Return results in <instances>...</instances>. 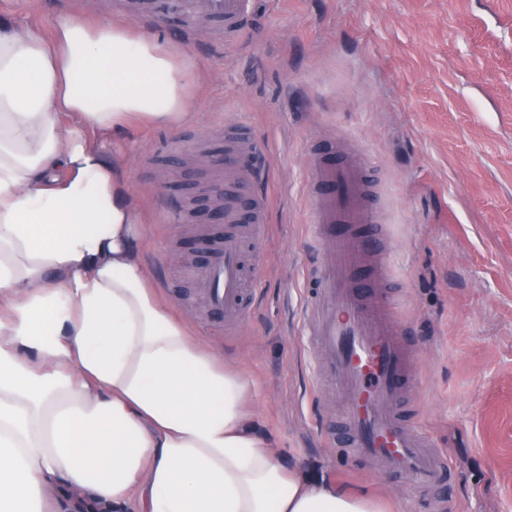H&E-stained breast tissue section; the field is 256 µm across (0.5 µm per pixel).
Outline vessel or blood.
Listing matches in <instances>:
<instances>
[{
    "mask_svg": "<svg viewBox=\"0 0 512 512\" xmlns=\"http://www.w3.org/2000/svg\"><path fill=\"white\" fill-rule=\"evenodd\" d=\"M253 0H187L179 17L185 31L201 20L222 22L224 34L244 31ZM234 148L225 166L242 171L251 156L253 135L229 134ZM306 195L313 228L312 285L306 304L308 334L316 376L329 383L342 404L341 431L325 429L328 442L339 441L377 471L436 483L446 468L415 422L404 419L401 401L416 386L415 351L386 289L389 242L372 202L374 187L365 157L332 143L308 154ZM248 213L227 209L224 233L209 247L196 288L211 312L236 327L250 318L245 291L248 258H259L265 238L268 199L248 189Z\"/></svg>",
    "mask_w": 512,
    "mask_h": 512,
    "instance_id": "obj_1",
    "label": "vessel or blood"
}]
</instances>
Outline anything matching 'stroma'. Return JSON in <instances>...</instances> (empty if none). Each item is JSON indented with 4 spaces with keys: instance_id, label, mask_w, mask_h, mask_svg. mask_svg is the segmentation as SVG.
<instances>
[{
    "instance_id": "1",
    "label": "stroma",
    "mask_w": 512,
    "mask_h": 512,
    "mask_svg": "<svg viewBox=\"0 0 512 512\" xmlns=\"http://www.w3.org/2000/svg\"><path fill=\"white\" fill-rule=\"evenodd\" d=\"M62 15L130 23L122 0H0V18L51 31ZM142 32L192 55L193 120L136 126L109 140L128 160L145 227L139 250L158 293L225 365L258 383L256 425L284 460L349 490L430 512V492L373 473L322 442L327 398L312 397L303 344L306 161L324 137L370 156L391 243L395 300L419 350L406 413L460 476L453 512H512V0H256L239 38L205 25L181 39L163 21ZM249 127L269 200L249 321L225 332L188 276L190 245L216 232L187 201L243 186L224 176V130Z\"/></svg>"
}]
</instances>
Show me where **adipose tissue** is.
Here are the masks:
<instances>
[{
	"instance_id": "ef3b65f1",
	"label": "adipose tissue",
	"mask_w": 512,
	"mask_h": 512,
	"mask_svg": "<svg viewBox=\"0 0 512 512\" xmlns=\"http://www.w3.org/2000/svg\"><path fill=\"white\" fill-rule=\"evenodd\" d=\"M194 60L131 25L0 20V512H382L284 465L254 384L154 288L100 135L189 119Z\"/></svg>"
}]
</instances>
